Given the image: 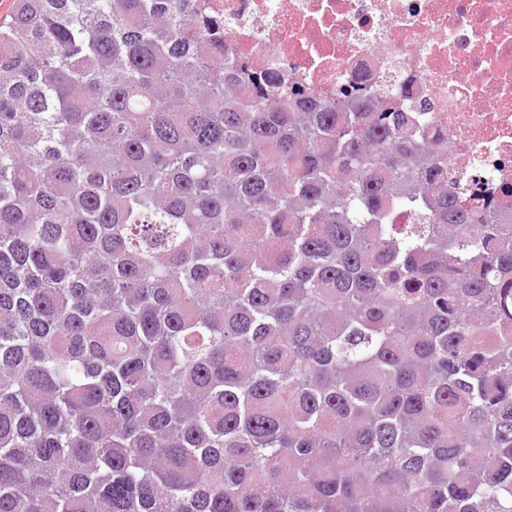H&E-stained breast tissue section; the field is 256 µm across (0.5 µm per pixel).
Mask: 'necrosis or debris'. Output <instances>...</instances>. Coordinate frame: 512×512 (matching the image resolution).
Returning a JSON list of instances; mask_svg holds the SVG:
<instances>
[{"label": "necrosis or debris", "instance_id": "obj_1", "mask_svg": "<svg viewBox=\"0 0 512 512\" xmlns=\"http://www.w3.org/2000/svg\"><path fill=\"white\" fill-rule=\"evenodd\" d=\"M235 66L332 100L363 86L426 100L474 203L512 214V0H194Z\"/></svg>", "mask_w": 512, "mask_h": 512}]
</instances>
